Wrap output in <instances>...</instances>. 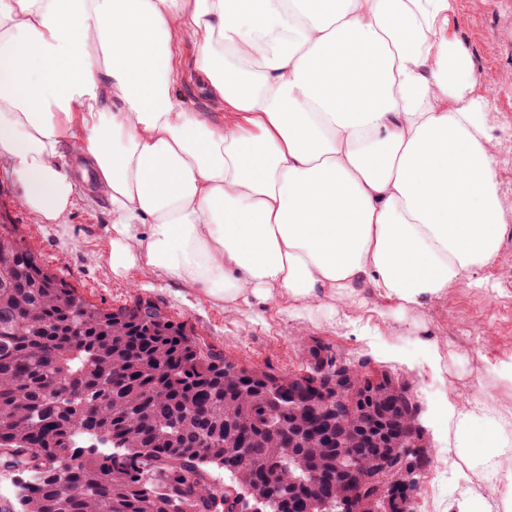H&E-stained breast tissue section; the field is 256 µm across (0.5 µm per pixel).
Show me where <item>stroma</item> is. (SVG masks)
I'll list each match as a JSON object with an SVG mask.
<instances>
[{
	"label": "stroma",
	"mask_w": 512,
	"mask_h": 512,
	"mask_svg": "<svg viewBox=\"0 0 512 512\" xmlns=\"http://www.w3.org/2000/svg\"><path fill=\"white\" fill-rule=\"evenodd\" d=\"M452 26L476 63V78L490 95L494 110L490 134L502 203L512 210V0H460ZM71 174L81 196L69 218L70 238L38 229L34 218L15 204L16 187L9 167L0 162V211L7 213L37 252L42 264L86 300L107 308L149 301L175 322L184 324L206 349L259 369L301 372L310 362L309 348L319 342L340 357L388 366L417 394L420 416L431 442V463L416 504L417 512H444L445 500L434 489L452 464L441 456L455 444V419L449 407H462L472 393L482 406L512 412V388L501 384L491 365L512 351V237L507 238L485 288L450 289L438 309L416 322L402 324L371 312L362 317L294 319L273 302H257L228 311L180 282L151 275L134 280L113 278L98 262L89 241L104 239L112 222L110 205L92 193L79 169ZM429 337L433 351L418 346Z\"/></svg>",
	"instance_id": "1"
}]
</instances>
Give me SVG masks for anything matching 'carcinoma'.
<instances>
[{
	"label": "carcinoma",
	"instance_id": "cac0c4a2",
	"mask_svg": "<svg viewBox=\"0 0 512 512\" xmlns=\"http://www.w3.org/2000/svg\"><path fill=\"white\" fill-rule=\"evenodd\" d=\"M226 362L152 302H88L0 220V461L39 473L20 512H234L207 477L219 461L251 483L265 512H318L312 474L336 483L349 462L372 473L369 431L380 448L403 447L384 433L404 385L394 373L372 386L367 364H352L351 409L316 435L309 412L269 398L297 376L244 364L226 372ZM113 437L115 458L81 453L86 441L111 448ZM429 464L413 459L402 479L425 478ZM385 480L362 486L368 509Z\"/></svg>",
	"mask_w": 512,
	"mask_h": 512
}]
</instances>
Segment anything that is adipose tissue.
Here are the masks:
<instances>
[{
  "label": "adipose tissue",
  "instance_id": "1",
  "mask_svg": "<svg viewBox=\"0 0 512 512\" xmlns=\"http://www.w3.org/2000/svg\"><path fill=\"white\" fill-rule=\"evenodd\" d=\"M458 0H0V160L68 228L70 161L112 208L113 277L227 309L415 319L484 287L512 216ZM223 124L178 87L173 36ZM454 512H512V416L459 413Z\"/></svg>",
  "mask_w": 512,
  "mask_h": 512
}]
</instances>
